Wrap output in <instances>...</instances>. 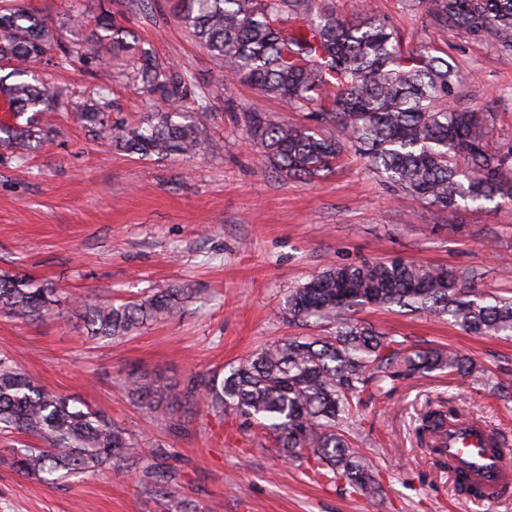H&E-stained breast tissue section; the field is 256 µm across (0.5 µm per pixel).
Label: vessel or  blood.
Instances as JSON below:
<instances>
[{"label": "vessel or blood", "instance_id": "b4317fda", "mask_svg": "<svg viewBox=\"0 0 512 512\" xmlns=\"http://www.w3.org/2000/svg\"><path fill=\"white\" fill-rule=\"evenodd\" d=\"M434 445L448 462L452 482L469 488L472 499L490 502L512 488V463L485 423L460 418L437 433Z\"/></svg>", "mask_w": 512, "mask_h": 512}]
</instances>
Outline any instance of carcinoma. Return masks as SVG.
<instances>
[{
  "label": "carcinoma",
  "mask_w": 512,
  "mask_h": 512,
  "mask_svg": "<svg viewBox=\"0 0 512 512\" xmlns=\"http://www.w3.org/2000/svg\"><path fill=\"white\" fill-rule=\"evenodd\" d=\"M440 32L471 37L494 34L512 49V0H414ZM179 19L229 81L246 82L286 106L310 112L316 128L289 125L270 113H246L250 137L274 169L291 178L321 177L345 152L366 160L401 191L451 213L460 202L512 201V148L489 142L488 116L453 107L459 78L433 47L403 48L384 18L357 22L337 18L321 0H178ZM79 45L54 37L52 23L26 0H0V94L23 124H0V159L27 162L50 140L49 114L77 111L84 125L116 148L140 158L193 157L202 130L187 101L207 109V97L192 74L159 61L150 49L126 41L106 8L84 21ZM134 51L126 78L168 108L148 114L135 127L112 122L104 92L76 104L53 93L39 71L48 60L60 69H110L104 53ZM472 270L426 268L402 259L331 267L289 291L284 312L294 320L335 330L288 336L233 368L228 375L196 373L181 386L147 383L130 374L131 395L166 419L175 403H203L216 414L261 424L280 452L306 463L312 478L345 481L375 495L380 484L354 449L343 425L353 421L368 384L378 389L417 374L446 370L484 379L483 367L451 349L406 344L354 318L366 307L400 306L448 317L462 330L512 338V297L490 296L475 287ZM189 298L186 288H166L141 299L112 304L89 297L73 301L91 335L106 341L129 336L149 324L174 319ZM59 304L49 283L0 272V313L36 322ZM453 407L425 413L420 433L433 437ZM0 431L25 434L43 446L13 457L27 477L58 479L105 471L114 478L137 475L143 488L170 497L180 470L166 448H143L126 429L83 403L39 385L7 356L0 357Z\"/></svg>",
  "instance_id": "cac0c4a2"
}]
</instances>
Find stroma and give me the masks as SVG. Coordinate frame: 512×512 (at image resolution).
I'll return each instance as SVG.
<instances>
[{"label": "stroma", "instance_id": "stroma-1", "mask_svg": "<svg viewBox=\"0 0 512 512\" xmlns=\"http://www.w3.org/2000/svg\"><path fill=\"white\" fill-rule=\"evenodd\" d=\"M336 17L381 16L403 46L436 47L462 77L458 108L485 113L493 143L512 146V50L491 34L435 31L424 9L403 0H324ZM143 14L111 0L117 23L159 59L201 82L209 107L193 158L142 160L91 135L73 113L55 116L57 132L24 165L0 163V271L54 284L73 299H138L183 285L193 294L180 317L112 343L91 336L72 310L23 323L0 316V356L11 357L47 389L88 404L144 446L169 448L182 479L186 512H512L459 496L448 470L417 445L428 404L452 402L491 424L512 444V401L493 382L512 377V339L474 336L446 319L400 307L365 308L362 322L397 339L450 347L481 362L488 379L472 384L434 372L393 390L367 387L355 422L358 452L383 491L351 492L309 480L300 461L260 447L257 427L219 418L201 404H176L164 420L138 405L128 374L181 385L194 372L227 375L267 344L314 329L287 319L290 289L332 266L400 258L426 267L472 269L478 287L512 295V204L462 203L454 214L391 187L354 155L312 181L275 171L248 140L244 113H273L297 126L308 113L284 108L244 83L229 84L173 11L151 0ZM52 90L75 96L111 87L113 121L131 126L160 109L138 87L97 69L46 66ZM0 434V512H169L137 477L77 474L38 480L12 467L25 444Z\"/></svg>", "mask_w": 512, "mask_h": 512}]
</instances>
